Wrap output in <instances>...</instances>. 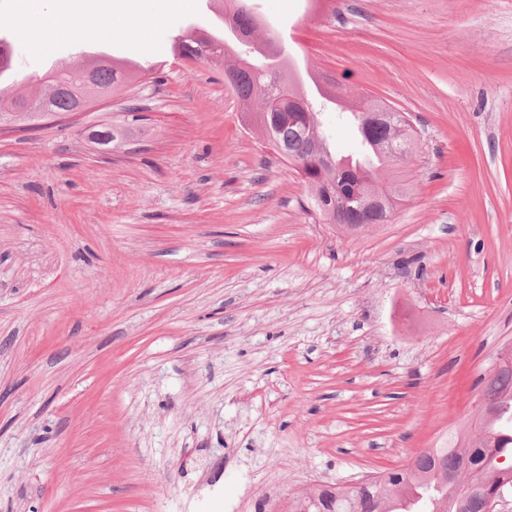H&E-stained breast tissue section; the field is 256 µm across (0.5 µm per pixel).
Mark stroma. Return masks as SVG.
<instances>
[{
	"instance_id": "obj_1",
	"label": "stroma",
	"mask_w": 512,
	"mask_h": 512,
	"mask_svg": "<svg viewBox=\"0 0 512 512\" xmlns=\"http://www.w3.org/2000/svg\"><path fill=\"white\" fill-rule=\"evenodd\" d=\"M75 7L83 40L22 38L19 88L85 43L221 30L210 0H0V30ZM251 7L256 39L408 114L413 192L391 223H327L223 68L174 55L0 131V512H287L440 444L512 342V0Z\"/></svg>"
}]
</instances>
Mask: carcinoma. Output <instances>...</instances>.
Segmentation results:
<instances>
[{"label": "carcinoma", "instance_id": "1", "mask_svg": "<svg viewBox=\"0 0 512 512\" xmlns=\"http://www.w3.org/2000/svg\"><path fill=\"white\" fill-rule=\"evenodd\" d=\"M236 17L231 27L237 34L227 39L209 32L198 37L187 35L178 41L177 53L189 60L224 64V82L242 102L245 117L252 120L263 140L284 160L329 157L330 167L320 170L307 164L301 171L314 211L329 223L350 230L372 226L376 217L357 206L336 211V198L348 195L356 183L382 186L395 196L403 197L409 191V186L397 176L387 183L377 180V172L394 167L397 160L393 152L380 145L385 132L368 125L367 121L375 112H392L394 108L364 94L357 96L352 105L342 107L347 114L355 116L351 124L357 128L361 140L369 143L374 161L341 163L320 128L322 105L312 102L304 109L299 105L308 96L306 85L294 77V66L284 57L278 61L276 75H271L264 65L263 43L252 38L256 28L253 16L239 9ZM87 69L92 71L93 81L83 93L90 102L145 76L143 72L125 68L120 61L110 62L105 58L54 70L49 76L48 92L40 97L13 96L0 91V124L37 122L46 108L54 112L74 111L77 102L69 88L81 84L83 71ZM275 77L288 95V108L294 111L296 119L271 133L266 123V89ZM390 134L395 147L405 153L412 152L413 137L408 125L398 123ZM482 384L488 408L476 407L474 425L463 436L454 437L449 447L430 448L404 468L376 472L369 484L314 487L294 498L290 512H400L397 504L414 498L421 503L441 501L439 508L430 506L426 512H480L484 493L512 496V438L501 436L499 431L504 412H509L512 424V409H507L512 406V360L489 369Z\"/></svg>", "mask_w": 512, "mask_h": 512}]
</instances>
